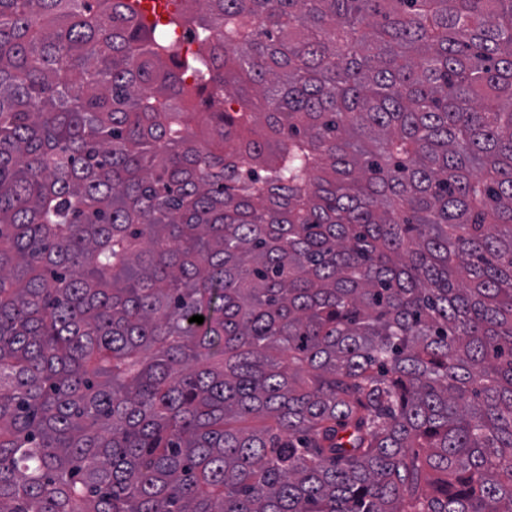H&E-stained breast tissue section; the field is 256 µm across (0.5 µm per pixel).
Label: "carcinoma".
Here are the masks:
<instances>
[{
  "mask_svg": "<svg viewBox=\"0 0 512 512\" xmlns=\"http://www.w3.org/2000/svg\"><path fill=\"white\" fill-rule=\"evenodd\" d=\"M187 9L0 0V512H512V0Z\"/></svg>",
  "mask_w": 512,
  "mask_h": 512,
  "instance_id": "1",
  "label": "carcinoma"
}]
</instances>
